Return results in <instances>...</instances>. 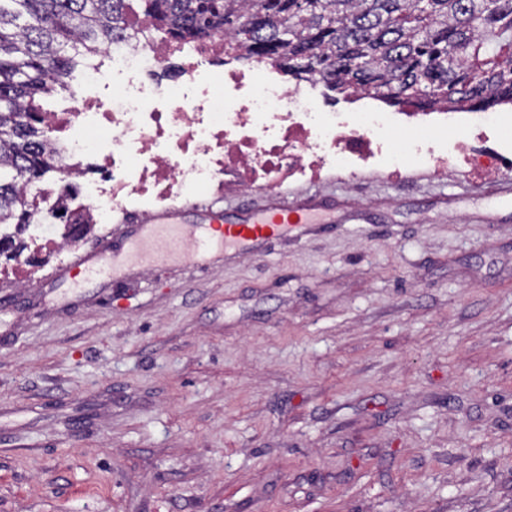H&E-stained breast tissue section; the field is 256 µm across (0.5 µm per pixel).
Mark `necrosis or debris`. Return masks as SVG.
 <instances>
[{"instance_id": "1", "label": "necrosis or debris", "mask_w": 512, "mask_h": 512, "mask_svg": "<svg viewBox=\"0 0 512 512\" xmlns=\"http://www.w3.org/2000/svg\"><path fill=\"white\" fill-rule=\"evenodd\" d=\"M139 38L113 44L85 65L64 106L46 112L70 179L34 199V231L56 245L48 227L58 210L106 225L132 211L151 212L204 194L222 197L335 173L367 169L398 174L397 157L487 177L512 170V139L499 131L511 115L445 108L382 112L370 103L346 112L317 95L319 79L287 86L275 65L224 59L223 33L178 43L138 21ZM109 93H100L101 85ZM431 126L449 139L391 142L390 130Z\"/></svg>"}]
</instances>
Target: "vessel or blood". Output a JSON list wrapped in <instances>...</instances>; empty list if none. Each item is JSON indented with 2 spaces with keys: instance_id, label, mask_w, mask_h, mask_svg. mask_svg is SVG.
Instances as JSON below:
<instances>
[{
  "instance_id": "b4317fda",
  "label": "vessel or blood",
  "mask_w": 512,
  "mask_h": 512,
  "mask_svg": "<svg viewBox=\"0 0 512 512\" xmlns=\"http://www.w3.org/2000/svg\"><path fill=\"white\" fill-rule=\"evenodd\" d=\"M180 218L181 212L176 208L151 214L137 225L125 253L104 247L100 252L79 257L74 264L78 283L114 278L122 261L143 265L171 258L187 248L203 257L218 250L264 243L286 234L289 225L311 223L313 211L283 205L258 213L242 224L224 223L218 215L192 227L182 224Z\"/></svg>"
}]
</instances>
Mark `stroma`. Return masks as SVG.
Masks as SVG:
<instances>
[{
    "mask_svg": "<svg viewBox=\"0 0 512 512\" xmlns=\"http://www.w3.org/2000/svg\"><path fill=\"white\" fill-rule=\"evenodd\" d=\"M318 223L205 263L0 257V512H512V172L218 199ZM118 263L119 255L114 244L112 250L110 246H106L101 248L98 253L80 256L74 264L76 270L74 276L78 277L74 279L75 286L79 287L83 283L114 279L117 274Z\"/></svg>",
    "mask_w": 512,
    "mask_h": 512,
    "instance_id": "35a3bbf8",
    "label": "stroma"
}]
</instances>
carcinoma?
<instances>
[{
    "label": "carcinoma",
    "mask_w": 512,
    "mask_h": 512,
    "mask_svg": "<svg viewBox=\"0 0 512 512\" xmlns=\"http://www.w3.org/2000/svg\"><path fill=\"white\" fill-rule=\"evenodd\" d=\"M222 30L224 54L273 59L295 80L389 105L512 104V0H0V225L32 223L25 189L64 177L42 112L76 60L138 36Z\"/></svg>",
    "instance_id": "1"
}]
</instances>
